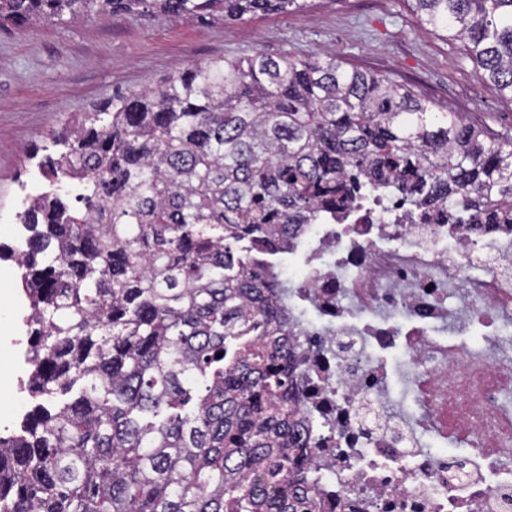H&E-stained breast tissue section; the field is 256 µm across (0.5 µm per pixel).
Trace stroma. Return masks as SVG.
Returning a JSON list of instances; mask_svg holds the SVG:
<instances>
[{
  "mask_svg": "<svg viewBox=\"0 0 512 512\" xmlns=\"http://www.w3.org/2000/svg\"><path fill=\"white\" fill-rule=\"evenodd\" d=\"M302 57L336 54L345 67L388 76L444 112L512 134V106L482 81L460 44L423 25L407 0H312L290 13L227 21L205 15L165 20L118 13L66 24L0 27V250L15 249L13 226L26 196L46 191L42 162L58 157L51 137L79 112L119 94L161 87L211 59L254 51ZM19 270L0 259V436L20 429L8 415L29 375Z\"/></svg>",
  "mask_w": 512,
  "mask_h": 512,
  "instance_id": "obj_1",
  "label": "stroma"
}]
</instances>
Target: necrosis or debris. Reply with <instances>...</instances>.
<instances>
[{
  "label": "necrosis or debris",
  "instance_id": "obj_1",
  "mask_svg": "<svg viewBox=\"0 0 512 512\" xmlns=\"http://www.w3.org/2000/svg\"><path fill=\"white\" fill-rule=\"evenodd\" d=\"M405 209L319 212L277 268L309 488L320 512H512V226Z\"/></svg>",
  "mask_w": 512,
  "mask_h": 512
}]
</instances>
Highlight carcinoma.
<instances>
[{"label":"carcinoma","mask_w":512,"mask_h":512,"mask_svg":"<svg viewBox=\"0 0 512 512\" xmlns=\"http://www.w3.org/2000/svg\"><path fill=\"white\" fill-rule=\"evenodd\" d=\"M512 103V0H411ZM309 0H0V27L144 10L288 13ZM331 54L195 65L54 133L20 222L29 300L21 433L0 512H318L281 279L254 253L323 210L396 193L451 224L512 210V138ZM82 204L73 208L69 195Z\"/></svg>","instance_id":"1"}]
</instances>
